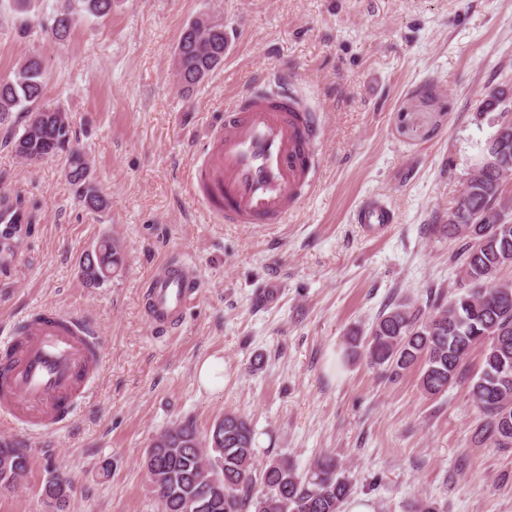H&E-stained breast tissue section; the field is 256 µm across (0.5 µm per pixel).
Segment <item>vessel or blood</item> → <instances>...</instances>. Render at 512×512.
<instances>
[{"label":"vessel or blood","instance_id":"b4317fda","mask_svg":"<svg viewBox=\"0 0 512 512\" xmlns=\"http://www.w3.org/2000/svg\"><path fill=\"white\" fill-rule=\"evenodd\" d=\"M320 131L280 77L233 98L211 126L191 170L193 199L217 224H283L311 195ZM383 202L360 205L354 221L392 223ZM202 284L183 262L143 286L146 316L158 331L176 329ZM104 359L97 328L77 315L41 307L0 349V415L39 427L66 425L87 381Z\"/></svg>","mask_w":512,"mask_h":512}]
</instances>
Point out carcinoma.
<instances>
[{
	"instance_id": "obj_1",
	"label": "carcinoma",
	"mask_w": 512,
	"mask_h": 512,
	"mask_svg": "<svg viewBox=\"0 0 512 512\" xmlns=\"http://www.w3.org/2000/svg\"><path fill=\"white\" fill-rule=\"evenodd\" d=\"M84 10L104 18L112 12V0H83ZM196 19L181 32L175 49L180 71L192 90L224 62V26L204 31ZM44 91L39 58L26 59L9 78H0V122L18 110L46 114L39 135L28 138L30 153L64 159L68 181L78 197L93 211L107 207L106 199L84 177L88 163L72 144L71 127L58 125L59 108L39 106ZM500 162L512 171V137L490 140ZM502 166V167H504ZM502 167L485 170L464 189L468 206L452 210L448 234L459 225L475 224L476 212L493 204L507 214L512 199L503 196L506 179ZM475 239L466 240L456 255L460 280L472 287L432 312L407 301L393 304L371 328L364 343L369 363L398 378L418 372L423 392L434 396L448 389L471 350L483 347L479 374L470 380L468 395L479 414L474 441L493 448H512V279L497 277L512 267V219L479 227ZM123 265L116 241L100 242L95 258L84 255L82 273L95 286L108 279L106 273ZM154 448L150 473L157 477L161 512H340L351 494V485L341 474L340 462L331 455L315 460L303 473L290 463L274 460L264 471V492L251 493L254 437L248 423L234 413L224 414L217 429L202 440L190 420L160 433L150 443ZM13 455L9 470L0 471V485L13 486L31 468L29 457L11 442L0 440V455ZM70 489L52 476L43 495L65 499Z\"/></svg>"
}]
</instances>
